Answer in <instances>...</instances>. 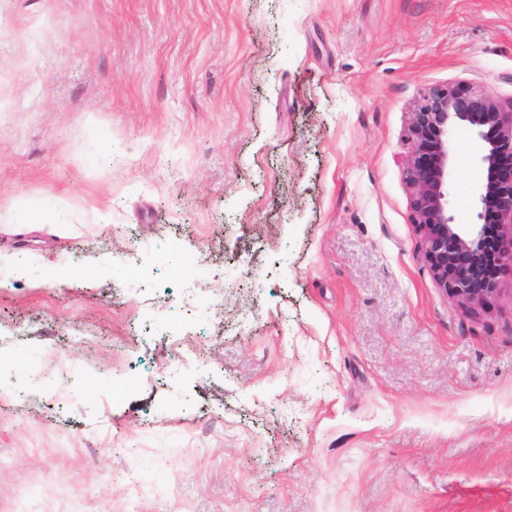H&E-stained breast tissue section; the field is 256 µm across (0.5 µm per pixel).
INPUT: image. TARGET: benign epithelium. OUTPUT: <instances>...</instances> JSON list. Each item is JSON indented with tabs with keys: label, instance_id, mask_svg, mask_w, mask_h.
Here are the masks:
<instances>
[{
	"label": "benign epithelium",
	"instance_id": "1",
	"mask_svg": "<svg viewBox=\"0 0 512 512\" xmlns=\"http://www.w3.org/2000/svg\"><path fill=\"white\" fill-rule=\"evenodd\" d=\"M462 130L473 138V162L487 174L474 187L478 222L466 228L448 216L451 148ZM408 139L410 221L428 271L464 310H485L499 292L498 282L484 279L477 252L491 213L501 224L500 273L512 276V99L453 85L430 88L413 109Z\"/></svg>",
	"mask_w": 512,
	"mask_h": 512
}]
</instances>
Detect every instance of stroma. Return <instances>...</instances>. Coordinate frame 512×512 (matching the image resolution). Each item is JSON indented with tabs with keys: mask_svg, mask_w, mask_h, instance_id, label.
<instances>
[{
	"mask_svg": "<svg viewBox=\"0 0 512 512\" xmlns=\"http://www.w3.org/2000/svg\"><path fill=\"white\" fill-rule=\"evenodd\" d=\"M448 84L512 98V0H0V512H512V281L410 222Z\"/></svg>",
	"mask_w": 512,
	"mask_h": 512,
	"instance_id": "1",
	"label": "stroma"
}]
</instances>
